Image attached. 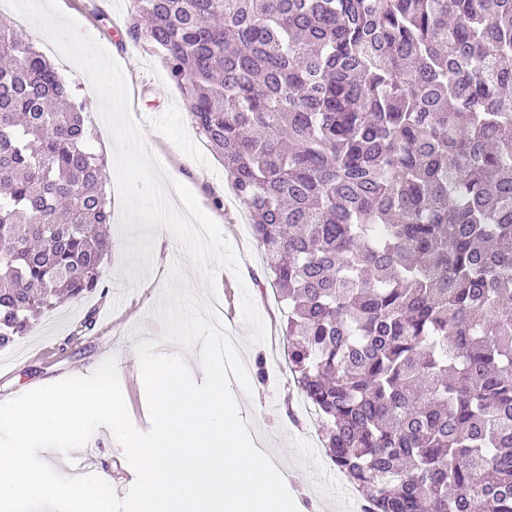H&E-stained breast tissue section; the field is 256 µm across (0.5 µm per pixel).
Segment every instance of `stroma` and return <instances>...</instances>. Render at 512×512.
Segmentation results:
<instances>
[{
	"label": "stroma",
	"instance_id": "stroma-1",
	"mask_svg": "<svg viewBox=\"0 0 512 512\" xmlns=\"http://www.w3.org/2000/svg\"><path fill=\"white\" fill-rule=\"evenodd\" d=\"M60 10L76 19L90 38L109 50L121 65L130 95V112L148 134L160 182L188 187L202 211L212 218L239 257L238 270L217 268L214 282H207L193 265L172 231L153 233L151 268L124 255L128 240L118 223L110 225L111 251L105 262V291L76 303H64L46 313L32 331L11 346L0 349V402L69 376L93 372L104 356L112 355L121 369L120 383L129 416L143 431L150 428L145 387L130 356L138 340H159L168 354L198 357L199 345L189 347L162 339L154 315L163 282L173 263H180L193 296L209 305L223 299L225 289L246 287L266 328V340H250L251 328L236 317L230 330L251 386L242 394L238 383L232 393L257 444L288 477V489L301 512H353L352 492L338 468L325 456L313 418L300 402L301 394L289 371L282 347V327L288 308L277 300L267 281L269 272L254 239L245 210L236 201L224 166L190 120L184 98L171 81L161 56L144 42L130 40L127 29L131 0H58ZM30 42L55 67L84 105L89 146L104 164L103 190L107 200L121 206L117 186L115 143L105 121L100 100L82 71L57 52L49 37L34 23L24 25ZM93 316L91 332L76 334L86 316ZM266 382H259L258 370ZM99 469L112 479L117 497H125L134 470L123 447L112 438L99 445Z\"/></svg>",
	"mask_w": 512,
	"mask_h": 512
}]
</instances>
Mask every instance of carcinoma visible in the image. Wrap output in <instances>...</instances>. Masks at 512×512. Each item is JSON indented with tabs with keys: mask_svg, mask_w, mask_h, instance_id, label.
<instances>
[{
	"mask_svg": "<svg viewBox=\"0 0 512 512\" xmlns=\"http://www.w3.org/2000/svg\"><path fill=\"white\" fill-rule=\"evenodd\" d=\"M366 512H512V0H131ZM0 348L102 288L83 105L0 19Z\"/></svg>",
	"mask_w": 512,
	"mask_h": 512,
	"instance_id": "carcinoma-1",
	"label": "carcinoma"
}]
</instances>
